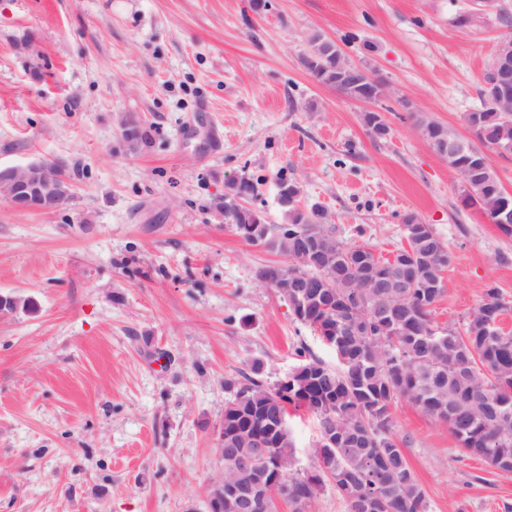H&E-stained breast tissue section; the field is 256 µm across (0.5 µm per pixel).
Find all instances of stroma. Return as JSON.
Here are the masks:
<instances>
[{"mask_svg": "<svg viewBox=\"0 0 512 512\" xmlns=\"http://www.w3.org/2000/svg\"><path fill=\"white\" fill-rule=\"evenodd\" d=\"M512 31V0H0V165L62 162L51 211L0 197V512H207L217 430L238 373L273 385L306 345L333 352L255 277L277 254L246 243L217 202L280 179L343 241L391 257L407 216L452 262L434 306L459 324L487 289L512 303V235L462 202V179L414 125L472 139L480 75ZM321 34L388 85L367 104L301 64ZM135 121L147 135L124 137ZM394 434L428 512H505L512 473L464 454L448 426L399 399ZM296 466L313 470L306 409H289Z\"/></svg>", "mask_w": 512, "mask_h": 512, "instance_id": "obj_1", "label": "stroma"}]
</instances>
